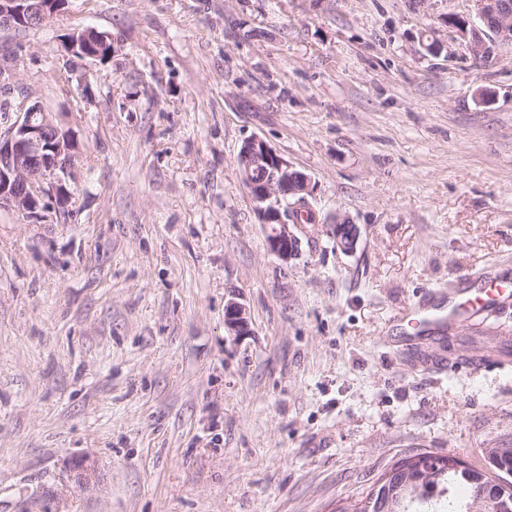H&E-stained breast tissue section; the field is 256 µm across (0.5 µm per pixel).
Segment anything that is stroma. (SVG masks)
Segmentation results:
<instances>
[{
	"instance_id": "stroma-1",
	"label": "stroma",
	"mask_w": 512,
	"mask_h": 512,
	"mask_svg": "<svg viewBox=\"0 0 512 512\" xmlns=\"http://www.w3.org/2000/svg\"><path fill=\"white\" fill-rule=\"evenodd\" d=\"M477 12L65 0L0 30L13 99L79 148L65 220L0 211V512H333L406 455L512 448V366L423 368L388 331L512 269V45L476 62L446 22ZM87 28L107 61L66 49ZM255 136L314 185L287 264L237 171ZM329 224L327 234L332 238L336 249L342 252L351 253L356 250L360 230L357 224H351L347 218H342ZM224 326L234 336L250 334V323L246 306L236 300H230L225 308Z\"/></svg>"
}]
</instances>
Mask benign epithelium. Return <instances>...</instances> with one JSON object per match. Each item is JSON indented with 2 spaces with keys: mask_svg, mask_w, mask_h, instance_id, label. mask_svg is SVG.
<instances>
[{
  "mask_svg": "<svg viewBox=\"0 0 512 512\" xmlns=\"http://www.w3.org/2000/svg\"><path fill=\"white\" fill-rule=\"evenodd\" d=\"M52 0H0V29L15 27L27 18L44 14ZM478 21H465L459 31L472 58L492 59L495 47L512 41V3L509 0H478ZM91 31L75 32L69 42L81 46L77 57L98 59L112 46L100 34L89 41ZM0 211L22 214L30 224H46L52 217H65L72 192L65 178L72 177V158L77 142L51 113L22 100L12 112L0 116ZM238 172L249 189L255 209L266 226L268 250L288 263L299 255L298 223L285 219L286 207L308 206L313 186L310 177L292 168L265 140H246L237 158ZM327 234L344 253L356 250L360 230L346 218L328 225ZM224 326L234 336L250 334L246 306L231 300L225 308ZM512 484L503 479L483 484L478 500L492 503L496 512H512L506 500Z\"/></svg>",
  "mask_w": 512,
  "mask_h": 512,
  "instance_id": "obj_1",
  "label": "benign epithelium"
}]
</instances>
